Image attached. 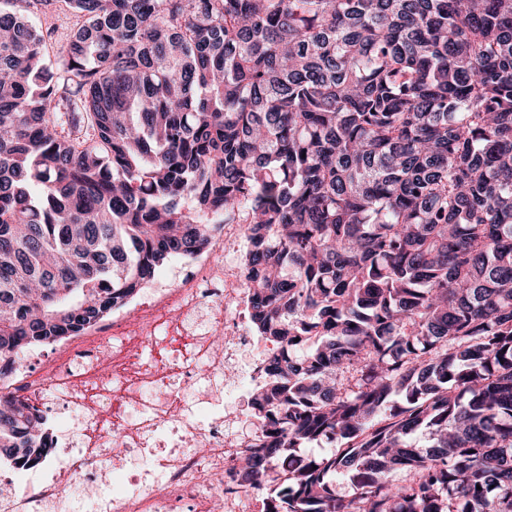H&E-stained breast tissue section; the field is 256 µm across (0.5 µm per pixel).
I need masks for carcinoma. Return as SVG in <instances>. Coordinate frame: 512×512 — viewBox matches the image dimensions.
<instances>
[{
  "mask_svg": "<svg viewBox=\"0 0 512 512\" xmlns=\"http://www.w3.org/2000/svg\"><path fill=\"white\" fill-rule=\"evenodd\" d=\"M4 2L0 374L245 224L262 512H512V0ZM61 10L57 12H43L36 11L30 12L29 20L38 31H43L46 35V29L49 28L51 32V39L47 40V59H54L56 52L61 49L65 43L66 35L70 32V25L74 22L69 17V12L65 11L66 7L62 3H58Z\"/></svg>",
  "mask_w": 512,
  "mask_h": 512,
  "instance_id": "1",
  "label": "carcinoma"
}]
</instances>
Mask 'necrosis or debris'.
<instances>
[{
  "label": "necrosis or debris",
  "instance_id": "1",
  "mask_svg": "<svg viewBox=\"0 0 512 512\" xmlns=\"http://www.w3.org/2000/svg\"><path fill=\"white\" fill-rule=\"evenodd\" d=\"M246 250L245 225H212L173 282L0 378L1 396L63 417L36 486L0 478V512H235L252 496L232 475L262 432L239 431V406L276 348L251 334Z\"/></svg>",
  "mask_w": 512,
  "mask_h": 512
}]
</instances>
